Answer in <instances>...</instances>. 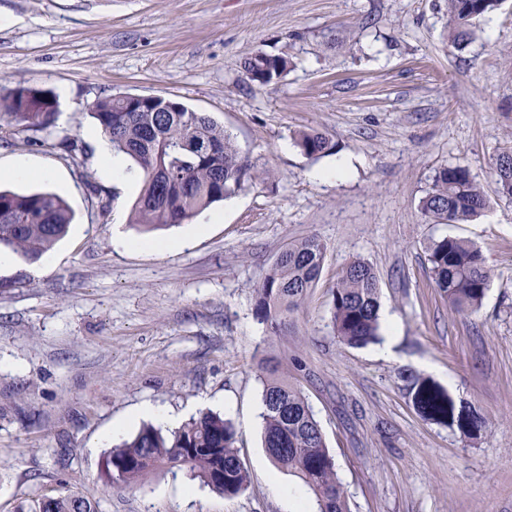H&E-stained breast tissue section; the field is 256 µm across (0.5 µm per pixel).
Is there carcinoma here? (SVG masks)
I'll return each instance as SVG.
<instances>
[{
  "label": "carcinoma",
  "instance_id": "cac0c4a2",
  "mask_svg": "<svg viewBox=\"0 0 512 512\" xmlns=\"http://www.w3.org/2000/svg\"><path fill=\"white\" fill-rule=\"evenodd\" d=\"M500 0H448V45L461 50L476 18L496 10ZM264 65L270 76L280 77L288 60H265L257 52L242 63L244 72ZM56 105L41 91L18 86L0 101V112L35 132L52 125ZM91 115L112 151L125 156L140 176V191L130 223L144 231L185 224L239 191L254 178L252 166L233 137L218 121L185 105L174 109L166 101L144 111L128 107L127 97L116 95L95 101ZM296 143L310 158L334 151L328 135L317 130L295 134ZM498 192L512 198V152L498 155L495 167ZM487 206L486 196L461 165L441 168L419 201L422 215L432 224H461ZM73 219L67 203L46 192L20 194L0 190V247L29 261L38 260L64 238ZM326 245L315 236L293 242L279 254L256 288L254 315L271 336H284L295 312L315 288L326 257ZM428 261L435 287L450 309L461 314L479 311L491 279L481 250L473 243L444 237L429 248ZM380 283L373 266L350 261L336 282L329 308L332 331L350 347H364L380 339ZM262 442L280 471L300 480L313 498L316 512H351L333 454L320 422L303 391L276 367L262 370ZM416 398L431 418L450 420L470 440L488 432V421L477 410L448 404V396L425 383L415 384ZM236 443L233 424L223 416L205 412L173 430L147 425L110 449L103 475L109 482L129 488L143 485L157 472H184L212 491L232 496L249 483ZM28 512H96L77 493L40 499Z\"/></svg>",
  "mask_w": 512,
  "mask_h": 512
}]
</instances>
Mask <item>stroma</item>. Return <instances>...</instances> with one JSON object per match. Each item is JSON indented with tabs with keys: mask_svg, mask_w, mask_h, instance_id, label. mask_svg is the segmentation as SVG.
Returning a JSON list of instances; mask_svg holds the SVG:
<instances>
[{
	"mask_svg": "<svg viewBox=\"0 0 512 512\" xmlns=\"http://www.w3.org/2000/svg\"><path fill=\"white\" fill-rule=\"evenodd\" d=\"M258 51L287 57V73L249 81L241 63ZM21 85L57 115L35 133L0 113V169L32 170L0 188L55 193L74 221L50 266L17 254L0 269V512L66 492L98 512H286L271 484L300 482L262 446L269 359L303 389L352 512H512V198L495 176L512 152V0L474 20L459 51L447 0H0V99ZM127 93L210 114L254 179L190 223L138 230L136 173L112 176L90 136L92 104ZM308 129L335 151L307 157L294 135ZM339 161L346 177L318 179ZM451 165L489 204L465 224L427 223L419 201ZM309 236L328 246L319 281L293 332L267 335L255 290ZM445 236L474 243L491 270L476 314L454 313L434 286L427 248ZM356 258L397 326L358 348L329 322ZM417 379L487 417V435L427 418ZM145 405L230 420L248 489L222 496L169 472L108 483L103 460Z\"/></svg>",
	"mask_w": 512,
	"mask_h": 512,
	"instance_id": "stroma-1",
	"label": "stroma"
}]
</instances>
